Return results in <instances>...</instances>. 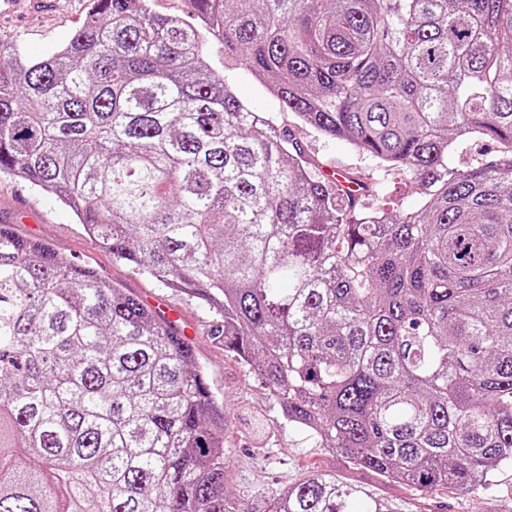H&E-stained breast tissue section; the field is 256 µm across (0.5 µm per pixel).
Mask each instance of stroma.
Wrapping results in <instances>:
<instances>
[{"label":"stroma","mask_w":512,"mask_h":512,"mask_svg":"<svg viewBox=\"0 0 512 512\" xmlns=\"http://www.w3.org/2000/svg\"><path fill=\"white\" fill-rule=\"evenodd\" d=\"M90 4L91 0H0V38L19 44L27 58H43L69 42L86 22ZM208 48L215 71L244 105L292 130L313 171L375 182L372 203L377 207L406 211L425 204V197L411 189L402 174L382 170L378 159L319 133L288 112L267 82L244 67L238 54L225 52L222 42L210 40ZM0 224L11 225L19 235L46 243L76 263L93 268L176 321L224 408L230 489L242 502L285 488L303 472L318 470L379 486L382 494L392 498H419L422 512H487L485 494L437 488L416 495L407 485L384 483L372 473L352 469L344 455L328 453L316 447L307 433L289 428L269 390L225 351L222 342L212 338L214 313L205 301L114 261L54 196L1 176Z\"/></svg>","instance_id":"obj_1"}]
</instances>
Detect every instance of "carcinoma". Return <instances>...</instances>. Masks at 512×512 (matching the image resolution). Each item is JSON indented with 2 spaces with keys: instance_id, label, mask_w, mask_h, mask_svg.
<instances>
[{
  "instance_id": "cac0c4a2",
  "label": "carcinoma",
  "mask_w": 512,
  "mask_h": 512,
  "mask_svg": "<svg viewBox=\"0 0 512 512\" xmlns=\"http://www.w3.org/2000/svg\"><path fill=\"white\" fill-rule=\"evenodd\" d=\"M94 0L61 49L0 40V176L112 258L215 308L288 426L419 493L512 468V0ZM224 40L288 111L412 175L417 211L313 172L209 64ZM503 150L448 164L452 144ZM190 342L0 225V512H421L305 473L245 507ZM150 5L156 14L182 17L199 23L190 0H151Z\"/></svg>"
}]
</instances>
